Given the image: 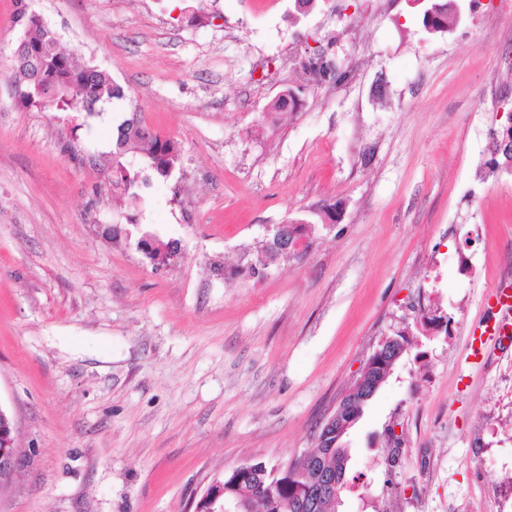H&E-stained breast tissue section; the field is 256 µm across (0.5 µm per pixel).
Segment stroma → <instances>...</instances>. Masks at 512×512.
<instances>
[{
  "label": "stroma",
  "mask_w": 512,
  "mask_h": 512,
  "mask_svg": "<svg viewBox=\"0 0 512 512\" xmlns=\"http://www.w3.org/2000/svg\"><path fill=\"white\" fill-rule=\"evenodd\" d=\"M122 99L92 117L23 108L17 0H0V406L21 471L0 512H194L234 468L283 467L370 355L406 352L349 431L339 512H512V349L466 360L512 280V171L488 132L512 12L431 34L410 0H26ZM345 78L303 90L314 40ZM181 153L146 211L112 187L131 115ZM148 224L178 256L152 266ZM304 218L309 250L250 265ZM448 330L427 329L433 316Z\"/></svg>",
  "instance_id": "1"
}]
</instances>
